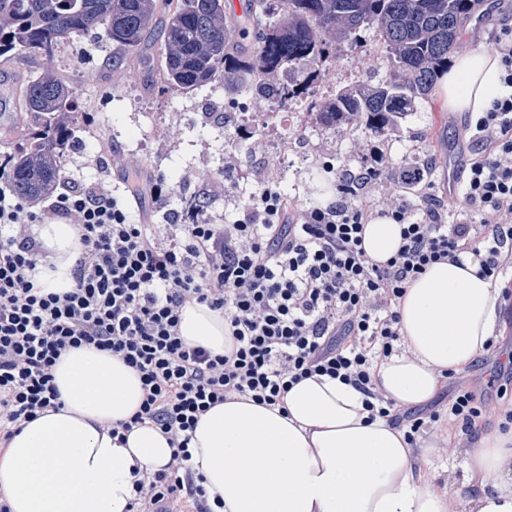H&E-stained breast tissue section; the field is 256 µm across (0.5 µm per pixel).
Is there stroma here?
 I'll return each mask as SVG.
<instances>
[{"instance_id": "35a3bbf8", "label": "stroma", "mask_w": 512, "mask_h": 512, "mask_svg": "<svg viewBox=\"0 0 512 512\" xmlns=\"http://www.w3.org/2000/svg\"><path fill=\"white\" fill-rule=\"evenodd\" d=\"M511 25L512 0H484L459 49H492L495 35ZM149 45L151 65L142 69L126 60L113 62L114 48L105 37H77L59 47L53 67L72 89L80 112L62 180L105 188L124 198L132 171H139L146 183L161 178L168 192L164 202L147 194L139 197L143 218L153 224L183 219L186 202L194 196L205 199L212 223L231 222L250 192L271 177L283 193L305 205L334 199V177L324 172V161L334 160L344 174H355L372 165L374 148L389 159L392 176L428 168L426 183L403 190L405 204L414 208L423 199L444 204L449 183L463 182L465 164L476 153L463 133V118L448 111L436 90L428 100L418 101L391 135L316 123L311 102L328 99L340 87L362 79H385L383 46L371 31L359 44L336 48L292 70L293 82L312 72L318 78L308 95L281 107L280 123L265 128L225 122V112L240 97L232 87L235 75L216 77L189 92L166 88L159 75L164 47L154 39ZM281 139L295 143L296 155L283 160L261 147L262 142ZM433 439L445 451L424 464L425 474L448 488L455 512H470L462 460L471 438L444 418L421 431L416 441Z\"/></svg>"}]
</instances>
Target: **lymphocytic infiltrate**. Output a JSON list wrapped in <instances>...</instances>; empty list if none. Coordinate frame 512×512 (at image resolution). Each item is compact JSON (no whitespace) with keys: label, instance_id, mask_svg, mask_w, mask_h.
Masks as SVG:
<instances>
[{"label":"lymphocytic infiltrate","instance_id":"1","mask_svg":"<svg viewBox=\"0 0 512 512\" xmlns=\"http://www.w3.org/2000/svg\"><path fill=\"white\" fill-rule=\"evenodd\" d=\"M494 47L501 89L487 111L465 122L482 148L457 195L465 220L450 224L436 208L391 204L384 215L401 224L402 244L383 264L362 247L374 203L360 189L383 179L373 166L343 179L336 200L309 207L263 181L229 224L202 215L142 224L112 192L80 186L36 214L1 190L0 447L58 400L53 368L80 347L110 352L140 375L141 407L113 435L149 423L173 448L171 470L135 480L132 512H157L183 496L198 512L223 508L189 469L188 445L199 417L235 396L280 407L294 384L327 375L362 391L370 412L406 426L407 439L438 421L436 410L425 418L396 413L375 392L372 367L396 352L405 285L430 264L469 250L494 281L512 264V32ZM51 216L77 226L83 245L64 293L36 277L45 252L29 228ZM194 302L223 313L232 338L224 354L181 338V312ZM485 409L484 399L462 388L446 413L473 437Z\"/></svg>","mask_w":512,"mask_h":512}]
</instances>
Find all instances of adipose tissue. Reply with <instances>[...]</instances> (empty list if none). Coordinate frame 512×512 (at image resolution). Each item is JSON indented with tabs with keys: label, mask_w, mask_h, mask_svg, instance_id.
I'll use <instances>...</instances> for the list:
<instances>
[{
	"label": "adipose tissue",
	"mask_w": 512,
	"mask_h": 512,
	"mask_svg": "<svg viewBox=\"0 0 512 512\" xmlns=\"http://www.w3.org/2000/svg\"><path fill=\"white\" fill-rule=\"evenodd\" d=\"M498 55H455L440 80L449 112L486 111L500 84ZM401 227L379 217L366 224L363 248L376 262L401 245ZM55 269L44 276L56 292L72 285L81 251L74 225H35ZM501 290L480 273L473 253L441 261L406 285L399 307L402 350L374 368L384 400L407 409L431 401L441 379L475 362L497 325ZM180 335L190 346L223 353L230 338L222 313L187 305ZM62 408L46 409L22 425L0 456V493L11 512H130L136 473L170 465L167 434L152 425L125 442L112 427L143 400L138 372L93 348L72 349L54 367ZM365 397L329 376L301 380L284 408L233 398L202 415L189 444L188 465L203 476L208 497L224 512H452L450 498L415 469L435 445L411 448L402 429L371 416ZM475 493L472 512H512V433L488 435L466 452Z\"/></svg>",
	"instance_id": "obj_1"
}]
</instances>
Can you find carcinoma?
Segmentation results:
<instances>
[{
	"instance_id": "carcinoma-1",
	"label": "carcinoma",
	"mask_w": 512,
	"mask_h": 512,
	"mask_svg": "<svg viewBox=\"0 0 512 512\" xmlns=\"http://www.w3.org/2000/svg\"><path fill=\"white\" fill-rule=\"evenodd\" d=\"M480 5L481 0H249L245 21L257 43L250 53L232 39L224 0H0V58L43 61L22 94L32 126L4 135L6 144L17 134L28 142L4 154L12 190L38 199L61 176L78 110L52 62L75 36L102 29L119 50L141 57L160 14L162 81L169 87L192 91L222 70L238 72L255 76L253 94L286 103L305 87L288 83V71L371 30L385 45L390 78L343 87L313 108L324 126L363 125L385 135L399 129L416 101L429 97Z\"/></svg>"
}]
</instances>
